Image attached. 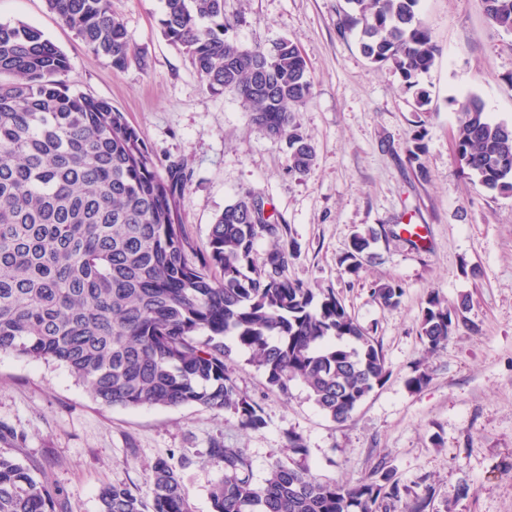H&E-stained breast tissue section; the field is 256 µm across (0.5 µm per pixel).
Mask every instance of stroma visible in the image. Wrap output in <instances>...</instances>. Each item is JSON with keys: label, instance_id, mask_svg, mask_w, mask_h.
I'll use <instances>...</instances> for the list:
<instances>
[{"label": "stroma", "instance_id": "obj_1", "mask_svg": "<svg viewBox=\"0 0 512 512\" xmlns=\"http://www.w3.org/2000/svg\"><path fill=\"white\" fill-rule=\"evenodd\" d=\"M344 0H224L243 47L282 39L303 53L313 99L296 114L315 147L304 176L289 172L284 143L251 120L239 98L210 91L182 51L160 33L161 0H112L142 61L113 70L90 52L45 0H0V21L41 29L67 55L71 87L124 112L158 160L185 158L193 177L178 200L193 255L209 248L216 215L251 190L287 227L294 248L284 274L313 290L333 289L375 337L387 381L342 424L326 417L306 388L268 385L247 352L229 367L255 400L262 429L240 428L229 411L199 405L112 407L97 401L65 367L0 354V448L46 468L69 512H99L98 492L112 484L148 492L157 459L176 470L192 512H212L209 492L224 476L209 455L214 442L247 449L256 480L287 461V436L299 434L312 473L353 483L380 461L403 484L435 491L443 512H512V191H489L464 178L455 158V101L480 98L497 121L512 123V34L490 27L480 0H420V17L440 52L408 90L391 69L364 58L356 34L336 30ZM425 93L427 103L417 106ZM423 135L429 180L417 178L407 149ZM381 236L359 275L340 258L354 233ZM394 280L404 294L385 309L372 297ZM468 296L461 327L427 353L419 336L429 293ZM430 381L408 388L416 370ZM471 493L457 495L460 484Z\"/></svg>", "mask_w": 512, "mask_h": 512}]
</instances>
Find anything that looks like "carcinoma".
Masks as SVG:
<instances>
[{
    "instance_id": "cac0c4a2",
    "label": "carcinoma",
    "mask_w": 512,
    "mask_h": 512,
    "mask_svg": "<svg viewBox=\"0 0 512 512\" xmlns=\"http://www.w3.org/2000/svg\"><path fill=\"white\" fill-rule=\"evenodd\" d=\"M480 2L488 24L512 34V0ZM45 4L112 69L139 59L111 0ZM346 4L337 32H358L370 63L415 87L439 53L418 18L419 0ZM158 24L210 90L236 91L252 121L286 143L290 172L310 171L315 149L294 113L312 99L313 81L295 44L243 48L229 36L224 0H163ZM69 68L37 27L0 22V353L59 363L108 406L197 404L257 430L262 410L227 365L235 345L271 387L286 393L299 380L328 418L345 422L388 377L374 337L333 290L315 293L283 276L286 226L252 191L224 206L209 250L192 261L177 200L193 171L181 158L159 171L123 112L70 89ZM455 104L463 175L512 191V124L490 119L473 95ZM424 137L408 148L423 180ZM263 236L274 246L260 257L254 245ZM376 239L372 229L354 235L341 260L346 272L358 275ZM403 294L395 282L373 291L384 308ZM468 305L428 295L419 329L427 351L447 343ZM210 456L224 470L210 492L212 512H434L433 488L411 493L385 461L353 484L320 481L281 461L257 482L246 449L216 443ZM98 500L99 512H192L165 459L152 466L147 494L107 485ZM0 512H68V502L49 473L0 449Z\"/></svg>"
}]
</instances>
